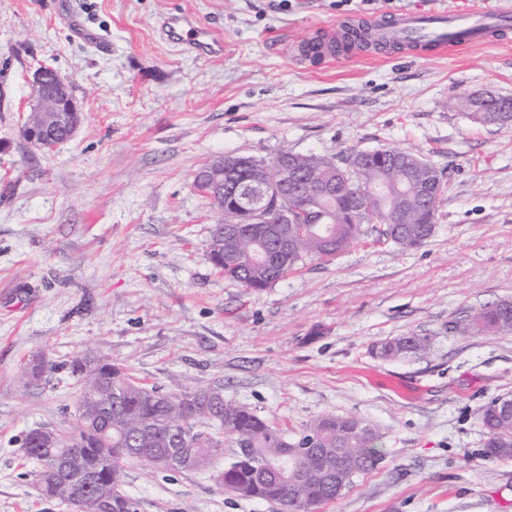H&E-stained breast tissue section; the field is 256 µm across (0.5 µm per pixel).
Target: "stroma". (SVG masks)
I'll return each mask as SVG.
<instances>
[{"mask_svg":"<svg viewBox=\"0 0 512 512\" xmlns=\"http://www.w3.org/2000/svg\"><path fill=\"white\" fill-rule=\"evenodd\" d=\"M473 0H0V512H75L42 495L22 442L69 429L75 354L131 367L168 393L222 387L288 436L324 414L384 435L370 473L319 512H512V458L484 456L479 412L512 397V335L463 336L470 311L512 300V126L465 99L512 98V32L445 57L302 59L350 16ZM186 13L223 38L191 54L164 21ZM73 83L77 136L45 153L22 136L32 78ZM401 147L445 175L434 236L399 251L368 236L255 292L208 258L195 172L219 155L334 157ZM432 336L384 360L377 343ZM42 354V379L20 364ZM186 471L125 468L140 512H281Z\"/></svg>","mask_w":512,"mask_h":512,"instance_id":"obj_1","label":"stroma"}]
</instances>
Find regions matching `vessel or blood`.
Here are the masks:
<instances>
[{
  "instance_id": "b4317fda",
  "label": "vessel or blood",
  "mask_w": 512,
  "mask_h": 512,
  "mask_svg": "<svg viewBox=\"0 0 512 512\" xmlns=\"http://www.w3.org/2000/svg\"><path fill=\"white\" fill-rule=\"evenodd\" d=\"M365 26L379 42L406 50L413 57L427 58L456 53L484 42L493 33L512 30V6L503 2L467 11L448 8L404 11L386 20L366 21ZM167 27L173 32L186 31L187 44L193 49L209 53L224 49L223 42L190 15L169 17Z\"/></svg>"
}]
</instances>
